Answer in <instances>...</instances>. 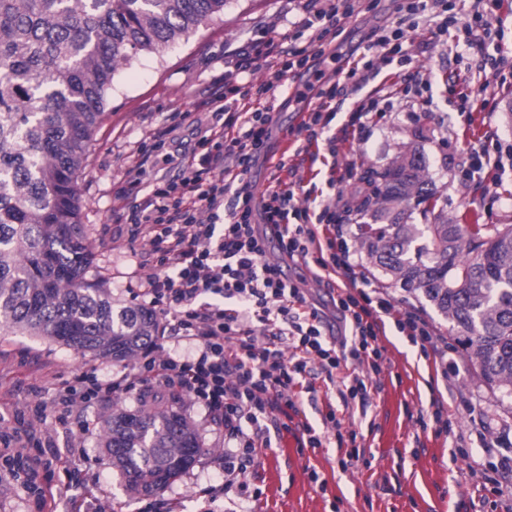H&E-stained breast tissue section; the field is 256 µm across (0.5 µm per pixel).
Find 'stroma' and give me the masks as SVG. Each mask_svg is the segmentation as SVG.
Masks as SVG:
<instances>
[{"instance_id": "obj_1", "label": "stroma", "mask_w": 512, "mask_h": 512, "mask_svg": "<svg viewBox=\"0 0 512 512\" xmlns=\"http://www.w3.org/2000/svg\"><path fill=\"white\" fill-rule=\"evenodd\" d=\"M299 18L288 0H230L221 18L202 25L163 57L138 54L116 73L78 188L81 221L93 255L89 275L110 288L117 305L149 304L138 294L135 272L139 265L152 263L153 257L146 241L125 221L136 195L120 192L137 153L150 147L154 134L164 129L166 152L190 155L198 139L197 125L185 114L192 111L195 98L223 83L225 58L248 42L294 33ZM397 19L395 0H363L359 14L343 22L336 39L338 53L360 56L370 32ZM405 49L409 65L358 75V97L391 95L392 110L355 133L339 156L321 151L314 168L300 174L304 188L316 195L338 191L350 196L367 172L383 171L413 149L423 154L425 176L451 223L512 224V166L494 170L469 165L471 153L512 144V0H502L485 49L436 35L431 27L410 36ZM412 73L430 82L427 99L400 93L405 75ZM451 74L460 76L471 95L468 111L458 109L457 96L447 83ZM489 96L495 105L491 115L481 110L483 98ZM273 118L275 137L285 140L273 155L291 160L301 122L298 104L279 95ZM337 161L352 162L355 170L350 182L336 191L329 180ZM343 219L348 246L372 284L383 289L397 309L421 314L447 338L456 374L448 382L437 381L433 364L421 357L418 348L388 331L382 339L388 367L376 382L367 415L353 419L371 466L341 470L336 447L302 450L287 431L273 433L271 447L259 449L258 460L248 471L246 493L234 498L237 512H487L488 493L468 469L470 460H482L483 453L477 448L465 458L457 448L463 437L481 432L512 449V407L469 368L448 321L361 250L355 237L358 212L344 214ZM91 369L100 378L113 379L123 373L124 365L77 354L43 337L0 335V413L10 417L11 430L27 437L34 449L38 440L30 436L28 422L35 405L47 406L39 428L51 437L64 460L55 471V484H69L72 468H81L83 477L96 484L108 512H169L173 507L178 512H198V491L216 488L224 480V459L230 450L223 425L203 407L181 400V410L199 436L201 455L164 489L131 496L99 441L112 406L134 410L139 398L115 395L89 407L75 406L62 417L52 410L53 384ZM437 393L455 404L450 430L439 436L422 430L418 422L430 413ZM313 470L321 484L311 483Z\"/></svg>"}]
</instances>
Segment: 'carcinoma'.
Instances as JSON below:
<instances>
[{
  "instance_id": "cac0c4a2",
  "label": "carcinoma",
  "mask_w": 512,
  "mask_h": 512,
  "mask_svg": "<svg viewBox=\"0 0 512 512\" xmlns=\"http://www.w3.org/2000/svg\"><path fill=\"white\" fill-rule=\"evenodd\" d=\"M229 0H0V331L127 361L159 333L155 312L112 304L88 279L78 177L117 69L160 54ZM416 152L368 177L360 247L458 333L466 361L512 399V224H450ZM434 215L410 224L416 209ZM127 491L151 494L201 452L173 406L112 409L100 441Z\"/></svg>"
}]
</instances>
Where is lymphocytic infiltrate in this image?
<instances>
[{
	"instance_id": "lymphocytic-infiltrate-1",
	"label": "lymphocytic infiltrate",
	"mask_w": 512,
	"mask_h": 512,
	"mask_svg": "<svg viewBox=\"0 0 512 512\" xmlns=\"http://www.w3.org/2000/svg\"><path fill=\"white\" fill-rule=\"evenodd\" d=\"M360 0H345L343 8L328 4L310 9L297 24L296 38L282 36L248 45L237 54L235 71L224 84L199 101L198 111L210 114L201 130L198 148L190 156L174 158L177 176L159 178L134 206L128 221L146 237L156 257L140 267L139 292L163 316L172 320L173 336L192 348L185 356L164 355L163 337H155L140 359L118 379L95 374L75 377L58 389L63 408L90 404L116 393L144 399L177 394L198 404L224 426L235 444L237 465L226 468L225 487H247V474L258 451L270 447V425L304 412L305 395L314 393L307 376L317 375L332 386L344 408L367 412L377 378L383 371L386 348L380 338L387 325L418 345L441 375L453 372L448 341L414 313H399L377 289L351 291L366 282L351 259L344 228L334 203L320 200L317 216L300 207L294 184L271 174L262 194L242 179L271 150V104L286 89L293 69L308 67L309 47L331 46L340 16H352ZM399 21L375 29L371 46L380 48L385 64H392L410 33L440 19L441 30L456 28L468 47L485 43L500 0H476L468 20L452 12L450 0H397ZM271 59L265 80L254 82L257 61ZM373 60L361 68L337 67L332 81L315 80L297 92L306 114L300 124L309 141L324 138L331 155L353 128L373 118L374 100L357 103L348 123L336 132L328 126L349 95L358 70H372ZM277 230L278 253L270 255L266 226ZM325 240L329 258H317L320 268H332L349 280L337 288L335 316L325 320L318 311H305V291L286 281L282 259L307 261L311 245ZM331 429L317 431L300 423L298 444L319 448L335 441L345 447L341 468L365 458L357 432L328 410Z\"/></svg>"
}]
</instances>
